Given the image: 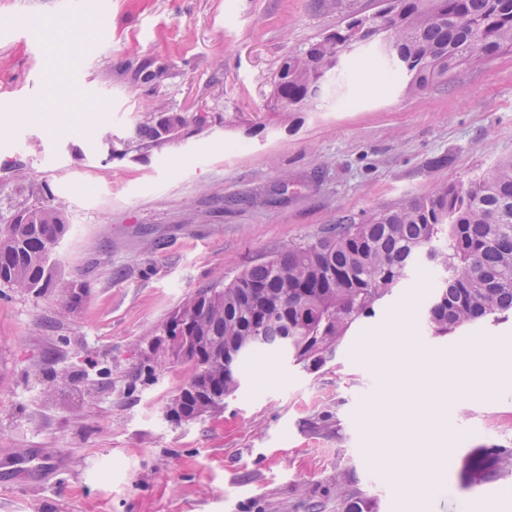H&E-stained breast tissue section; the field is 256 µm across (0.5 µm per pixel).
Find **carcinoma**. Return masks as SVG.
<instances>
[{
	"mask_svg": "<svg viewBox=\"0 0 512 512\" xmlns=\"http://www.w3.org/2000/svg\"><path fill=\"white\" fill-rule=\"evenodd\" d=\"M373 18L364 26L353 17L288 56L273 81L276 105L295 112L317 97L354 34L382 37L411 94L447 80L464 64L512 54V0H390ZM209 122L207 112H175L160 102L140 115L127 146H158ZM6 170L15 190L7 204L0 203V288L37 293L53 283L52 242L69 224L48 187L31 181L23 164L10 163ZM423 261L438 273L425 312L429 335L446 337L477 322L512 318V158L465 187L438 185L363 224H336L246 267L226 285L189 297L164 327L166 336L204 338L185 352L195 373L181 389L183 408L174 420L193 415L200 383L226 397L238 390L244 357L235 354L256 331L262 341L249 352L278 349L286 336L293 362L319 371L351 326L375 315ZM508 464L512 449L493 445L468 461L469 480H491Z\"/></svg>",
	"mask_w": 512,
	"mask_h": 512,
	"instance_id": "1",
	"label": "carcinoma"
}]
</instances>
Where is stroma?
<instances>
[{
	"label": "stroma",
	"instance_id": "35a3bbf8",
	"mask_svg": "<svg viewBox=\"0 0 512 512\" xmlns=\"http://www.w3.org/2000/svg\"><path fill=\"white\" fill-rule=\"evenodd\" d=\"M377 7L0 0V163L47 184L69 224L53 251L55 288H0V512H342L348 495L366 512H512V465L486 483L465 474L484 448H512L510 322L423 346L451 362L467 344H500L495 395L466 392L451 409L442 477L406 500L372 457L359 390L381 376L364 349L403 312L418 334L437 284L426 269L318 372L265 351L219 412L166 414L194 373L162 341L186 298L512 157V55L411 95L383 78L392 63L373 42L343 56L308 108L277 109L273 79L288 55ZM158 100L213 120L124 153ZM75 281L88 288L74 302ZM28 457L48 478L16 469Z\"/></svg>",
	"mask_w": 512,
	"mask_h": 512
}]
</instances>
